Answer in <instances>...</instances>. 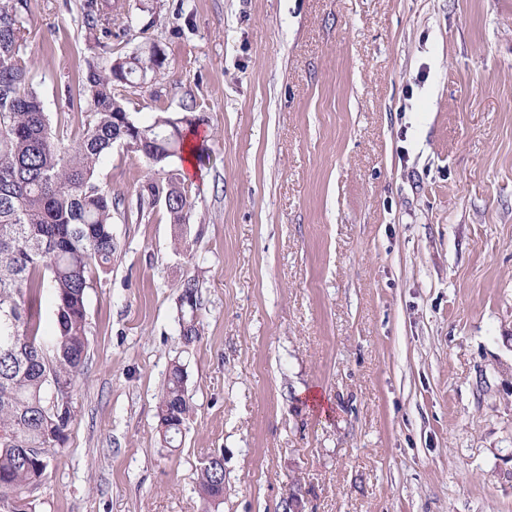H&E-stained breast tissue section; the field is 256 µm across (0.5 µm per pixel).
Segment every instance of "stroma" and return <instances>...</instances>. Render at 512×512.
<instances>
[{"instance_id":"1","label":"stroma","mask_w":512,"mask_h":512,"mask_svg":"<svg viewBox=\"0 0 512 512\" xmlns=\"http://www.w3.org/2000/svg\"><path fill=\"white\" fill-rule=\"evenodd\" d=\"M85 0H28L51 131L94 55ZM106 49L165 53L132 119L193 106L210 162L113 145L118 252L86 300L76 416L37 512H512V0H118ZM151 181L192 201L138 211ZM199 282L201 339L177 297ZM194 413L163 447L173 359ZM318 393L328 412L315 409ZM181 292L192 298V302H186L184 297H178L179 304V325L181 333L187 340V347L189 344L193 345L200 340L201 324L197 319L198 306H200L199 297V284L195 278L184 280L181 286ZM197 492L208 505H218L224 500V469L205 462L197 479Z\"/></svg>"}]
</instances>
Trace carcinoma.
Returning a JSON list of instances; mask_svg holds the SVG:
<instances>
[{"instance_id": "1", "label": "carcinoma", "mask_w": 512, "mask_h": 512, "mask_svg": "<svg viewBox=\"0 0 512 512\" xmlns=\"http://www.w3.org/2000/svg\"><path fill=\"white\" fill-rule=\"evenodd\" d=\"M28 0H0V512L13 499L35 512L31 493L46 478L67 437L55 440L50 378L73 388L87 350L86 297L92 268L107 267L118 245L112 235L113 213L122 199L97 177L103 156L116 142L154 164L181 157L196 117L178 120L159 115L143 124L124 107L125 91L146 83L162 68L160 47L151 43L125 57L93 56L78 81L79 98L91 114L76 143L65 146L50 128L44 104L32 87V70L25 57L24 13ZM112 2L86 0L83 28L86 40L102 46L110 33ZM168 200L172 223L180 224L190 208L187 193L174 194L152 181L140 194L145 203ZM54 296L53 332H40L35 303L44 290ZM178 299L179 325L187 343L200 340L199 284L194 278ZM194 411L185 385L183 364L173 361L159 395L158 433L173 447L181 426ZM23 448H47L42 458H30ZM197 492L208 505L224 500V469L204 465Z\"/></svg>"}]
</instances>
